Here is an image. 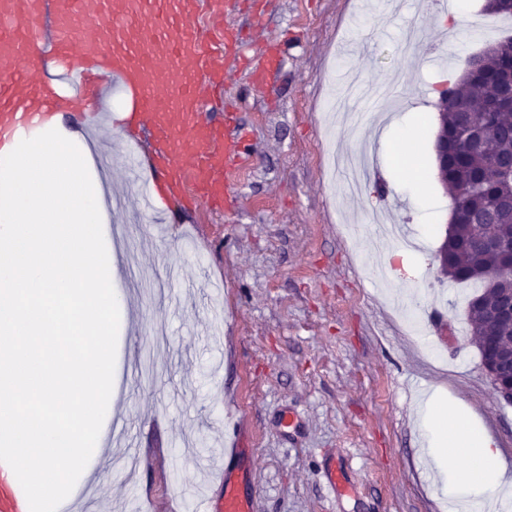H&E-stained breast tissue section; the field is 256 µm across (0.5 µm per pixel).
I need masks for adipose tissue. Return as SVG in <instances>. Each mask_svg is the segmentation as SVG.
<instances>
[{
	"label": "adipose tissue",
	"mask_w": 512,
	"mask_h": 512,
	"mask_svg": "<svg viewBox=\"0 0 512 512\" xmlns=\"http://www.w3.org/2000/svg\"><path fill=\"white\" fill-rule=\"evenodd\" d=\"M105 182L87 142L52 127L0 158V466L38 486L35 512H66L94 468L115 388L113 335L126 297L103 251ZM434 457L467 460L466 512H507L512 479L469 415L428 403Z\"/></svg>",
	"instance_id": "ef3b65f1"
}]
</instances>
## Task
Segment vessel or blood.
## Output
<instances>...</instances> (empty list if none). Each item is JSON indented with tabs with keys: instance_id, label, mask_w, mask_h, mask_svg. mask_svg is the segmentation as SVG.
<instances>
[{
	"instance_id": "b4317fda",
	"label": "vessel or blood",
	"mask_w": 512,
	"mask_h": 512,
	"mask_svg": "<svg viewBox=\"0 0 512 512\" xmlns=\"http://www.w3.org/2000/svg\"><path fill=\"white\" fill-rule=\"evenodd\" d=\"M234 0H211L220 39L236 36ZM200 0H0V152L59 115L89 122L88 103L104 84L120 96L139 133L152 135L146 162L130 163L144 210L168 187L193 206L223 209L231 195L228 168L243 140L203 110L205 91L223 90L224 49L199 33ZM63 65L64 94L47 62ZM241 439L224 450V496L202 495L196 512H255L256 491Z\"/></svg>"
}]
</instances>
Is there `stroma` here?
<instances>
[{
    "mask_svg": "<svg viewBox=\"0 0 512 512\" xmlns=\"http://www.w3.org/2000/svg\"><path fill=\"white\" fill-rule=\"evenodd\" d=\"M485 4L238 0L242 42L208 109L236 113L251 158L229 174L228 210L175 201L162 220L131 194L114 217L112 286L137 297L112 411L137 467L86 487L80 512H192L178 486L197 481L221 498L215 469L203 477L197 463L223 464L236 431L252 450L256 512H449L416 417L434 391L465 408L512 474V404L470 341L475 290L443 280L437 260L450 208L433 152L440 92L468 56L512 38V17ZM410 23L432 38L403 46ZM275 45L282 66L248 87L240 53ZM362 69L374 87L409 73L401 101L331 126L329 83ZM409 125L431 198L420 214L393 148ZM339 144L371 151L359 198L337 177ZM333 465L350 482L339 498Z\"/></svg>",
    "mask_w": 512,
    "mask_h": 512,
    "instance_id": "stroma-1",
    "label": "stroma"
}]
</instances>
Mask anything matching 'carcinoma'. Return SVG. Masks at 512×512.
Segmentation results:
<instances>
[{"label": "carcinoma", "instance_id": "carcinoma-1", "mask_svg": "<svg viewBox=\"0 0 512 512\" xmlns=\"http://www.w3.org/2000/svg\"><path fill=\"white\" fill-rule=\"evenodd\" d=\"M496 66L475 80L460 81L456 87L445 91L449 95L445 111L448 129H454L463 118L478 122L483 117V105L496 93ZM492 152L503 160L512 159V114L503 113L491 126L485 148L468 151L449 145L448 174L454 177L450 182L452 203L465 206L475 215L482 213L481 202L502 191L498 171L489 167L487 153ZM492 237L512 240V222L484 216V223L475 224L467 220L453 228L443 248L447 267L442 270L444 277L454 283L472 282L485 287L487 275L500 269V256L487 248L486 241ZM503 297L487 291L476 293L468 302V321L472 341L488 332L504 343L512 342V328L507 325L487 323L483 310L495 305Z\"/></svg>", "mask_w": 512, "mask_h": 512}]
</instances>
